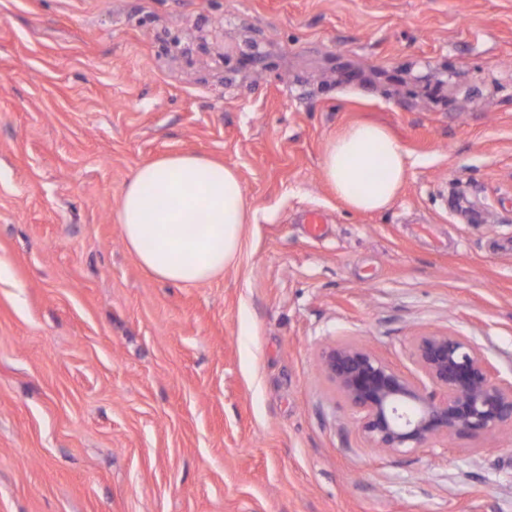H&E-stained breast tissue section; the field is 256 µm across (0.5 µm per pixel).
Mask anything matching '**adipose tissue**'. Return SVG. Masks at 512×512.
<instances>
[{
    "instance_id": "ef3b65f1",
    "label": "adipose tissue",
    "mask_w": 512,
    "mask_h": 512,
    "mask_svg": "<svg viewBox=\"0 0 512 512\" xmlns=\"http://www.w3.org/2000/svg\"><path fill=\"white\" fill-rule=\"evenodd\" d=\"M322 172L350 209L376 212L397 198L408 173L402 146L378 125L354 124L327 142ZM155 188L146 203L142 188ZM248 206L237 171L193 153L137 168L125 184L118 222L140 265L176 285L209 281L238 255Z\"/></svg>"
}]
</instances>
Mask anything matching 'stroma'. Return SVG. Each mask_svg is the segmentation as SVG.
<instances>
[{
	"mask_svg": "<svg viewBox=\"0 0 512 512\" xmlns=\"http://www.w3.org/2000/svg\"><path fill=\"white\" fill-rule=\"evenodd\" d=\"M356 122L381 212L322 175ZM185 152L251 219L181 286L117 212ZM448 330L512 379V0H0V512H512V429L381 454L320 370ZM402 146L378 125L354 124L327 142L322 172L350 209L376 212L397 198L408 173Z\"/></svg>",
	"mask_w": 512,
	"mask_h": 512,
	"instance_id": "obj_1",
	"label": "stroma"
}]
</instances>
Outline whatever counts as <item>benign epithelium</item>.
I'll return each mask as SVG.
<instances>
[{"label": "benign epithelium", "instance_id": "benign-epithelium-1", "mask_svg": "<svg viewBox=\"0 0 512 512\" xmlns=\"http://www.w3.org/2000/svg\"><path fill=\"white\" fill-rule=\"evenodd\" d=\"M412 358L415 374L354 342L322 352L321 370L358 414L368 447L404 454L441 438L512 427V381L501 378L468 337L454 331L418 336Z\"/></svg>", "mask_w": 512, "mask_h": 512}]
</instances>
